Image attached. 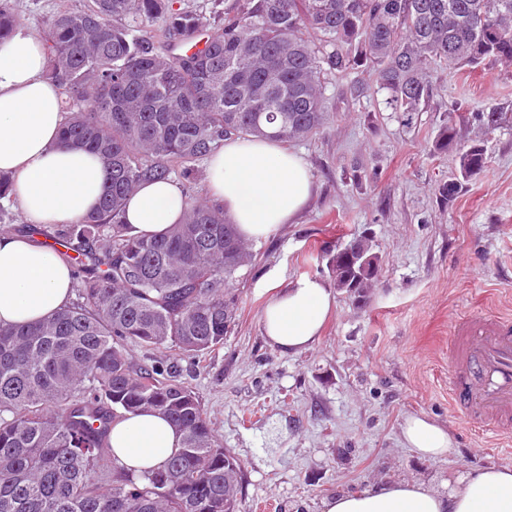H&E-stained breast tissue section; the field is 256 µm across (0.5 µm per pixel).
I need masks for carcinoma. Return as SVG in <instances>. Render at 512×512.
I'll return each mask as SVG.
<instances>
[{"label": "carcinoma", "mask_w": 512, "mask_h": 512, "mask_svg": "<svg viewBox=\"0 0 512 512\" xmlns=\"http://www.w3.org/2000/svg\"><path fill=\"white\" fill-rule=\"evenodd\" d=\"M156 21L171 49L205 26L174 0H90L46 20V75L72 100L61 143L100 155L111 179L99 209L55 235L75 252L62 256L83 303L0 327V512H240L237 464L197 394L170 360L137 366L128 347L196 358L223 345L252 253L223 212L191 196L182 223L133 236L127 197L146 180L190 178L230 137L320 133L333 73L373 69L385 108L409 126L433 92L432 65L512 63V0H232L223 32L179 56L142 33ZM14 26L0 0V42ZM450 149L459 177L438 185L444 203L487 165L480 144L458 143L452 117L433 142ZM334 271L337 289L366 300L376 273L342 253ZM141 411L162 415L181 443L136 473L108 439L116 419Z\"/></svg>", "instance_id": "1"}]
</instances>
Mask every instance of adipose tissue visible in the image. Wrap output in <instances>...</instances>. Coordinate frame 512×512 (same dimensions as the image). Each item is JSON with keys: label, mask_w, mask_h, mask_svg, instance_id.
I'll list each match as a JSON object with an SVG mask.
<instances>
[{"label": "adipose tissue", "mask_w": 512, "mask_h": 512, "mask_svg": "<svg viewBox=\"0 0 512 512\" xmlns=\"http://www.w3.org/2000/svg\"><path fill=\"white\" fill-rule=\"evenodd\" d=\"M45 45L18 30L0 42V174L11 179L12 202L27 222L55 227L77 223L99 206L110 171L101 157L61 144L66 122L62 89L45 76ZM207 193L247 240L268 237L292 223L313 193L306 162L270 139L230 138L207 159ZM187 199L176 180L143 183L127 201L132 234H154L182 223ZM74 274L67 261L33 238L0 235V327L41 321L68 305ZM335 305L330 288L303 277L270 296L260 322L267 342L299 354L317 342ZM404 445L423 458H445L448 431L425 415L408 416ZM180 433L154 413L116 420L110 448L118 464L141 472L179 447ZM323 512H512V465L491 466L460 478L444 494L424 481L327 498Z\"/></svg>", "instance_id": "obj_1"}]
</instances>
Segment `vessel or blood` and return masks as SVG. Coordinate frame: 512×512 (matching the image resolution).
I'll use <instances>...</instances> for the list:
<instances>
[{
  "mask_svg": "<svg viewBox=\"0 0 512 512\" xmlns=\"http://www.w3.org/2000/svg\"><path fill=\"white\" fill-rule=\"evenodd\" d=\"M448 402L470 423L512 436V316L463 318L448 338Z\"/></svg>",
  "mask_w": 512,
  "mask_h": 512,
  "instance_id": "b4317fda",
  "label": "vessel or blood"
}]
</instances>
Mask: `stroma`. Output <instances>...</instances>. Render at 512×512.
<instances>
[{"mask_svg":"<svg viewBox=\"0 0 512 512\" xmlns=\"http://www.w3.org/2000/svg\"><path fill=\"white\" fill-rule=\"evenodd\" d=\"M87 0H12L17 27L44 22ZM364 90L350 92L354 81ZM433 95L412 126L379 109L373 71L333 77V120L316 138L288 143L308 163L315 190L294 223L251 242L253 263L237 281L235 325L223 346L175 361L213 429L240 466L241 512H323L326 498L393 480L446 490L491 465H512V446H492L480 426L448 406V332L463 317L512 313V65L486 63L431 72ZM497 110L482 135L488 164L442 203L436 187L455 174V152L432 153L448 111ZM370 234L380 261L367 304L337 294L314 347L285 355L260 329L270 289L302 276L331 282L329 258ZM422 413L448 429L451 456L422 459L405 448L401 426Z\"/></svg>","mask_w":512,"mask_h":512,"instance_id":"obj_1","label":"stroma"}]
</instances>
